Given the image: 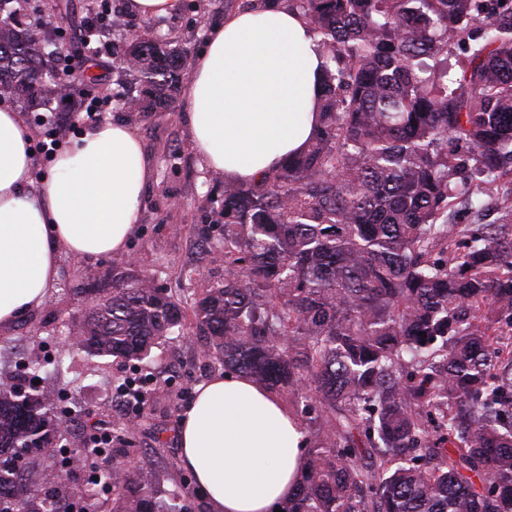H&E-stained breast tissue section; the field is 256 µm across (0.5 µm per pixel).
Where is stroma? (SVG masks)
Returning a JSON list of instances; mask_svg holds the SVG:
<instances>
[{
  "instance_id": "stroma-1",
  "label": "stroma",
  "mask_w": 512,
  "mask_h": 512,
  "mask_svg": "<svg viewBox=\"0 0 512 512\" xmlns=\"http://www.w3.org/2000/svg\"><path fill=\"white\" fill-rule=\"evenodd\" d=\"M246 2L191 0L178 15L155 20L148 31L151 37L176 41L195 54L202 49L208 31ZM107 117L127 123L152 161L153 174L144 191L137 231L121 254L97 260L62 255L58 282L45 303L13 327L0 330V371H15L17 362L33 348L36 335L45 339L43 356L58 357L71 332L70 317L81 304L73 290L89 275L133 260L157 285L183 302L199 291L200 274H224V251L219 247L224 239V219L219 214L224 178L203 168L179 103H172L165 112L145 114L128 113L116 105ZM206 237L217 247L204 256L198 245ZM203 351V338L190 329L154 351L151 368L163 387L134 429L130 446H112L118 461L151 466L169 491L176 488L168 464L179 459L180 416L197 387L222 371L220 364L204 358ZM92 365L94 371L88 375L65 370L41 379L43 386L66 399L72 411L66 441L70 448L84 447L91 427L105 430L123 419L112 392L132 376V368L111 357L93 360Z\"/></svg>"
}]
</instances>
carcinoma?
<instances>
[{
  "label": "carcinoma",
  "mask_w": 512,
  "mask_h": 512,
  "mask_svg": "<svg viewBox=\"0 0 512 512\" xmlns=\"http://www.w3.org/2000/svg\"><path fill=\"white\" fill-rule=\"evenodd\" d=\"M325 59L321 123L308 148L252 182H224V278L192 300L207 355L278 392L312 436L283 512H512V0H286ZM0 0V96L61 104L66 57ZM463 50L460 72L448 53ZM124 66L127 112H164L190 54L144 35ZM466 198L493 224H456ZM79 350L148 367L184 310L138 266L74 289ZM31 356L0 382V499L66 512L106 489L111 512H192L155 472L52 453L62 413ZM61 370L64 358L52 363Z\"/></svg>",
  "instance_id": "obj_1"
}]
</instances>
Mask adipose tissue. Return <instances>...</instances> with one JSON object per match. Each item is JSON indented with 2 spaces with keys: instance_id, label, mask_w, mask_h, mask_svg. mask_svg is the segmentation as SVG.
I'll use <instances>...</instances> for the list:
<instances>
[{
  "instance_id": "obj_1",
  "label": "adipose tissue",
  "mask_w": 512,
  "mask_h": 512,
  "mask_svg": "<svg viewBox=\"0 0 512 512\" xmlns=\"http://www.w3.org/2000/svg\"><path fill=\"white\" fill-rule=\"evenodd\" d=\"M323 59L283 0L237 9L191 65L182 110L204 168L249 182L299 153L318 124ZM32 136L0 109V329L40 307L62 255L126 251L151 168L122 121L87 126L34 182ZM182 466L211 512H278L305 467L306 433L277 396L228 372L197 388L179 422Z\"/></svg>"
}]
</instances>
